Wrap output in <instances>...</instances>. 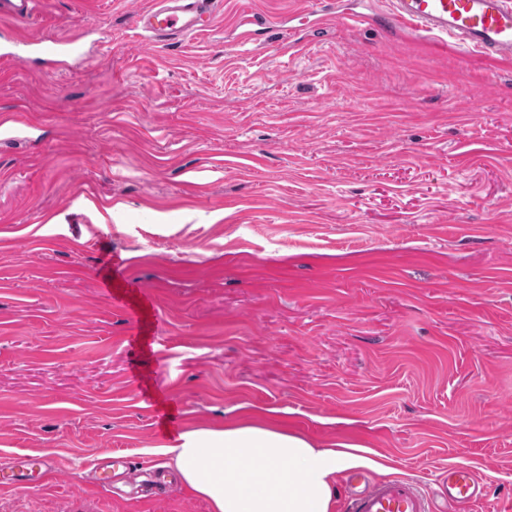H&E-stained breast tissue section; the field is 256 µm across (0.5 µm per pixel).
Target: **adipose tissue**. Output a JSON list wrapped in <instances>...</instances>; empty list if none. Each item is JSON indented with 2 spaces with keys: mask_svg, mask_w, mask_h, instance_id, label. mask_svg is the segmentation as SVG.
Returning a JSON list of instances; mask_svg holds the SVG:
<instances>
[{
  "mask_svg": "<svg viewBox=\"0 0 512 512\" xmlns=\"http://www.w3.org/2000/svg\"><path fill=\"white\" fill-rule=\"evenodd\" d=\"M362 451L253 420L192 428L161 448L211 512H334L339 475L367 465Z\"/></svg>",
  "mask_w": 512,
  "mask_h": 512,
  "instance_id": "1",
  "label": "adipose tissue"
}]
</instances>
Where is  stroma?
<instances>
[{
    "instance_id": "obj_1",
    "label": "stroma",
    "mask_w": 512,
    "mask_h": 512,
    "mask_svg": "<svg viewBox=\"0 0 512 512\" xmlns=\"http://www.w3.org/2000/svg\"><path fill=\"white\" fill-rule=\"evenodd\" d=\"M150 2L41 0L23 37L84 57L0 58V460L57 470L0 512H210L93 468H166L238 406L366 446L372 481L468 465L485 498L438 512H512V63L388 0L320 27L311 0H222L152 47ZM140 287L137 319L114 299ZM81 37L77 39H43L31 42L35 52L46 57H80L83 55L81 49ZM107 462H101L96 465L94 470V482L101 487H112L113 481L117 476H121L128 482H133L135 474L130 466H128L126 457L109 458ZM122 465L125 469L122 473H116L115 466Z\"/></svg>"
}]
</instances>
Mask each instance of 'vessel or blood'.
Wrapping results in <instances>:
<instances>
[{"mask_svg": "<svg viewBox=\"0 0 512 512\" xmlns=\"http://www.w3.org/2000/svg\"><path fill=\"white\" fill-rule=\"evenodd\" d=\"M216 0H151L148 8L131 17L133 27L150 43L178 45L190 35L208 30ZM35 0H0V18L9 20L0 30V56L18 42L17 26L31 21ZM388 21L439 43L472 50L490 61L512 60V0H390ZM35 52L46 57L81 56L77 39H43L34 42ZM55 473L51 461L27 457L0 463V485L26 488L47 482ZM134 481L126 458L96 465L94 481L111 486L116 477ZM360 485L346 502L347 512H434L433 501L416 484L405 480L369 482L363 473L353 476ZM448 501L467 505L483 496L484 487L465 465H452L440 482Z\"/></svg>", "mask_w": 512, "mask_h": 512, "instance_id": "vessel-or-blood-1", "label": "vessel or blood"}]
</instances>
